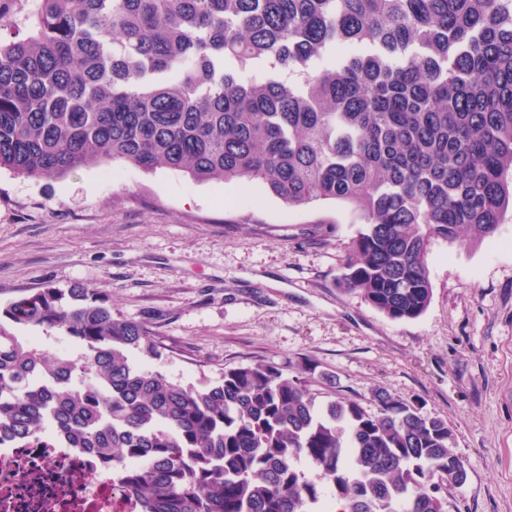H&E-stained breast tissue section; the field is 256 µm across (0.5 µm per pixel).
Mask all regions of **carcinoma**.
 <instances>
[{
	"instance_id": "obj_1",
	"label": "carcinoma",
	"mask_w": 512,
	"mask_h": 512,
	"mask_svg": "<svg viewBox=\"0 0 512 512\" xmlns=\"http://www.w3.org/2000/svg\"><path fill=\"white\" fill-rule=\"evenodd\" d=\"M114 165L352 205L340 286L416 319L432 242L479 246L512 209V0H39L0 38V168ZM22 328L83 352L50 358ZM162 354L91 288L22 295L0 308V437L52 422L134 512H447L467 480L448 422L384 390L319 407L312 369L270 364L183 386Z\"/></svg>"
}]
</instances>
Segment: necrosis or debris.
<instances>
[{"label": "necrosis or debris", "instance_id": "4bbe7bcc", "mask_svg": "<svg viewBox=\"0 0 512 512\" xmlns=\"http://www.w3.org/2000/svg\"><path fill=\"white\" fill-rule=\"evenodd\" d=\"M112 466L88 448L0 442V512H117Z\"/></svg>", "mask_w": 512, "mask_h": 512}]
</instances>
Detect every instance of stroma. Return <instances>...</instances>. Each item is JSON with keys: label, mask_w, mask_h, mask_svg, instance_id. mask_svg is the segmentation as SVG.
I'll list each match as a JSON object with an SVG mask.
<instances>
[{"label": "stroma", "mask_w": 512, "mask_h": 512, "mask_svg": "<svg viewBox=\"0 0 512 512\" xmlns=\"http://www.w3.org/2000/svg\"><path fill=\"white\" fill-rule=\"evenodd\" d=\"M352 206L291 207L258 182H195L167 169H0V307L80 284L149 327L154 366L202 387L255 363L331 376L317 404L376 389L447 420L468 477L448 512H512V213L479 247L435 241L432 298L394 320L341 288Z\"/></svg>", "instance_id": "stroma-1"}]
</instances>
